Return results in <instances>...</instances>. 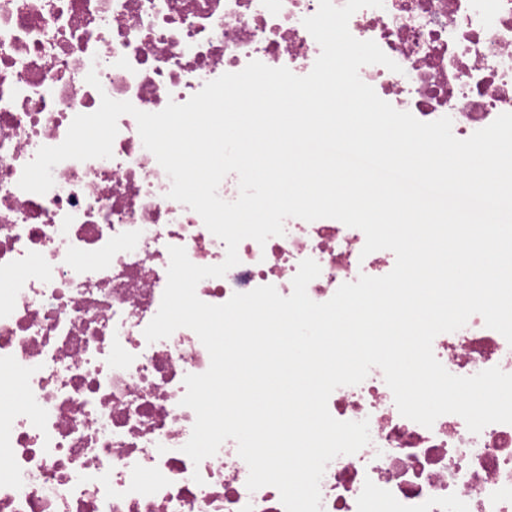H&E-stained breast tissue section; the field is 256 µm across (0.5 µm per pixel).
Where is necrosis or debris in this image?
Returning a JSON list of instances; mask_svg holds the SVG:
<instances>
[{
    "label": "necrosis or debris",
    "instance_id": "obj_1",
    "mask_svg": "<svg viewBox=\"0 0 512 512\" xmlns=\"http://www.w3.org/2000/svg\"><path fill=\"white\" fill-rule=\"evenodd\" d=\"M319 0H0V371L21 388L0 408V512H285L278 490L249 491L235 440L200 463L182 451L195 423L184 378L210 356L180 328L147 341L167 284L169 249L199 266L226 244L187 205L148 151L132 115L109 159L57 164L45 194L19 186L44 146L63 142L102 96L158 112L253 60L307 75L320 47L303 25ZM400 65L359 75L422 122L447 116L460 139L512 112V0H383L349 20ZM96 71L101 82L86 81ZM266 244L243 240L240 262L199 282L212 305L263 285L293 291L301 261L321 269L309 297L328 301L360 275L395 265L363 254L364 233L289 218ZM456 376L499 367L512 345L472 315L433 341ZM330 414L368 420L371 441L330 461L322 512H512V424L473 433L458 415L424 427L403 417L380 368L335 389Z\"/></svg>",
    "mask_w": 512,
    "mask_h": 512
}]
</instances>
